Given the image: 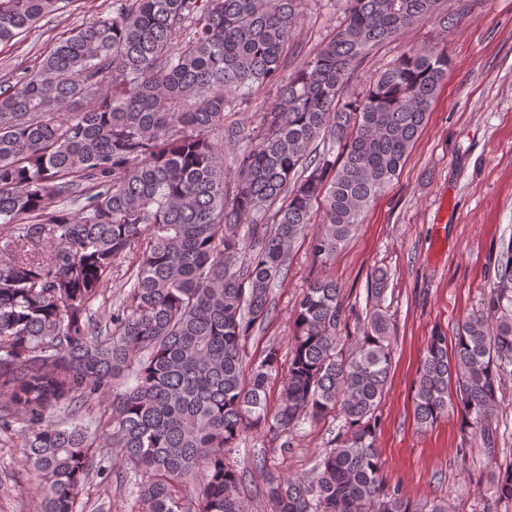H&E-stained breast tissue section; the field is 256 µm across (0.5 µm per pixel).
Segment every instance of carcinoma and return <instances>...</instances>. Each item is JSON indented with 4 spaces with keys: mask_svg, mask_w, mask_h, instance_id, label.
I'll use <instances>...</instances> for the list:
<instances>
[{
    "mask_svg": "<svg viewBox=\"0 0 512 512\" xmlns=\"http://www.w3.org/2000/svg\"><path fill=\"white\" fill-rule=\"evenodd\" d=\"M75 0H0V45ZM345 17L291 75L284 49L300 0H112L30 65L0 75V430L32 463L39 512H78L92 477L109 484L119 449L140 512H246L224 460L254 429L289 447L304 420L342 422L313 476L266 472L271 512H443L384 485L377 411L392 364L387 276H375L357 331L328 278L293 309L288 361H247L293 243L329 263L400 174L448 75L447 45L405 54L362 91L358 60L437 16L441 0H344ZM448 27L477 0H458ZM276 91L243 136L235 187L224 169L234 95ZM49 250V258L42 252ZM123 257L133 282L96 320ZM512 375V236L482 306L430 336L414 415L460 417L489 461V420ZM280 393L270 405V384ZM89 417L92 427L55 420ZM512 503V466L494 484Z\"/></svg>",
    "mask_w": 512,
    "mask_h": 512,
    "instance_id": "cac0c4a2",
    "label": "carcinoma"
}]
</instances>
